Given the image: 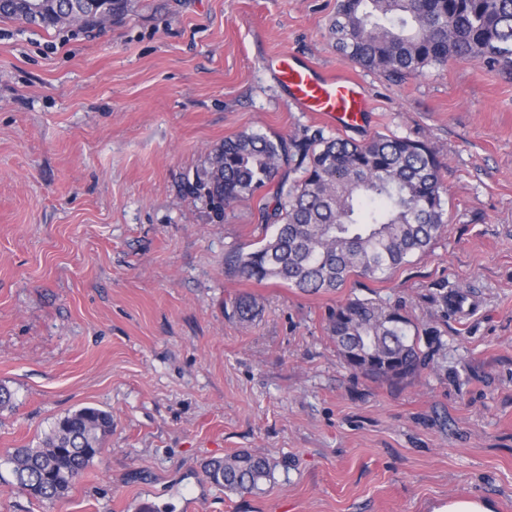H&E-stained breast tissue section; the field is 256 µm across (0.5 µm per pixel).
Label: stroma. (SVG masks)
Returning a JSON list of instances; mask_svg holds the SVG:
<instances>
[{
  "label": "stroma",
  "instance_id": "stroma-1",
  "mask_svg": "<svg viewBox=\"0 0 512 512\" xmlns=\"http://www.w3.org/2000/svg\"><path fill=\"white\" fill-rule=\"evenodd\" d=\"M337 0H134L122 20L48 30L0 19V512H512V74L456 60L393 82L337 52ZM290 51L363 83L368 135L427 143L448 222L385 280L307 293L228 274L275 188L211 223L181 185L244 130L332 127L285 102L264 60ZM462 295L440 317L441 288ZM250 297L242 322L231 303ZM399 303L441 333L393 386L350 371L327 331L349 298ZM112 416L59 501L8 458L67 413ZM269 459L261 493L204 464ZM436 512H494L491 501L481 497L448 501V505Z\"/></svg>",
  "mask_w": 512,
  "mask_h": 512
}]
</instances>
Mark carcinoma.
Here are the masks:
<instances>
[{
	"label": "carcinoma",
	"mask_w": 512,
	"mask_h": 512,
	"mask_svg": "<svg viewBox=\"0 0 512 512\" xmlns=\"http://www.w3.org/2000/svg\"><path fill=\"white\" fill-rule=\"evenodd\" d=\"M131 0H42L37 11L0 0V19L57 27L99 26ZM336 49L391 80L423 75L452 59L512 69V0H339L331 27ZM298 174L288 182L285 171ZM442 164L426 143L389 135L356 142L318 131L302 140L243 131L227 138L183 183V195L224 223L230 204L271 183L274 200L261 208L273 234L249 252L224 258L244 280H277L304 291L334 290L353 276L382 279L426 254L447 223ZM233 314L254 318L253 302L235 301ZM328 332L349 369L397 385L427 367L433 328H411L397 304L350 298L328 316ZM112 415L83 407L59 419L35 448L10 455L17 486L37 499L62 498L101 452ZM211 483L253 494L272 477L267 458L247 452L211 459Z\"/></svg>",
	"instance_id": "1"
}]
</instances>
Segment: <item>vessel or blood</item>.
Listing matches in <instances>:
<instances>
[{"label":"vessel or blood","instance_id":"b4317fda","mask_svg":"<svg viewBox=\"0 0 512 512\" xmlns=\"http://www.w3.org/2000/svg\"><path fill=\"white\" fill-rule=\"evenodd\" d=\"M267 65L298 110L317 113L340 131L364 125L370 104L357 78L325 73L288 52L270 57Z\"/></svg>","mask_w":512,"mask_h":512}]
</instances>
